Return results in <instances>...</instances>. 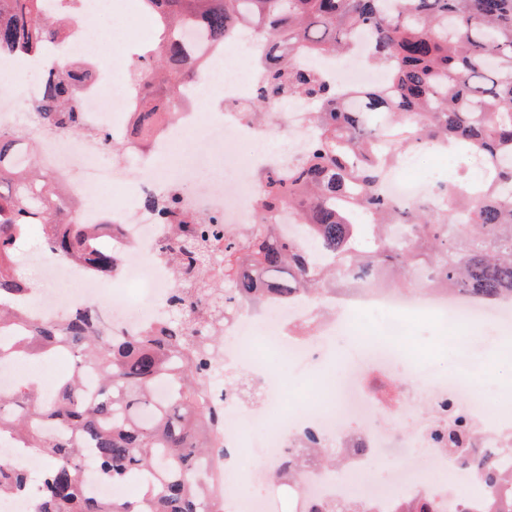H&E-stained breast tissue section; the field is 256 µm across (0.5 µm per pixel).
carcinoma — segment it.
<instances>
[{"label":"carcinoma","mask_w":512,"mask_h":512,"mask_svg":"<svg viewBox=\"0 0 512 512\" xmlns=\"http://www.w3.org/2000/svg\"><path fill=\"white\" fill-rule=\"evenodd\" d=\"M54 0H0V50L34 51L59 40ZM156 23L155 40L130 71L139 86L136 129L154 119L155 106L172 103L197 75L177 31L195 27L225 42L243 28L269 42L260 99L245 112L257 120L264 104L306 97L317 106L312 138L296 162L256 172L262 193L255 221L224 235L222 277L211 273L217 218L201 233L180 236L166 249L188 284L170 304L177 315L139 336H115L98 308L86 307L46 323L10 305L33 285L16 275L15 251L38 224L42 244L76 262L115 272L119 258L101 247L89 256L90 224L67 223L72 204L49 176L29 168L20 136L0 131V362L67 351L72 373L50 395L28 381L0 392V435L38 451V475L0 460V496L40 484L32 512H224L222 483L214 478L224 449V411L212 395L210 360L222 349L224 320L259 308L268 296L288 306L318 296L336 280L372 279L394 272L400 285L426 282L494 302L512 298V0H140ZM368 39L367 58L387 66L384 85L362 92L364 109L348 107L316 62L346 55L352 37ZM304 54L314 62L295 67ZM89 73L56 71L36 104L39 126L82 129L79 83ZM393 127L395 143H438L458 161L452 181L435 183V198L402 206L380 189L390 150L377 131ZM483 181L467 182L471 168ZM173 217L181 196L172 191L143 199ZM294 213L296 234L284 236L273 215ZM96 378L92 396L83 378ZM165 384L166 398L154 394ZM441 449L466 443L461 423L438 438ZM335 466L314 434H307L277 478L293 483L311 463ZM475 479L495 488L501 474L493 455L461 457ZM92 467L120 490L141 481L131 502L86 493ZM357 500L310 502L306 512H361Z\"/></svg>","instance_id":"obj_1"}]
</instances>
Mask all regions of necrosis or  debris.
I'll return each instance as SVG.
<instances>
[{"mask_svg":"<svg viewBox=\"0 0 512 512\" xmlns=\"http://www.w3.org/2000/svg\"><path fill=\"white\" fill-rule=\"evenodd\" d=\"M181 37L198 61L199 87L187 89L173 109L163 112L150 132L153 151L141 157L137 177L130 184L124 180L121 165L104 167L96 162L104 148L102 134H131L136 87L126 78L124 57L115 55L111 68L99 66L94 60V41L80 29L61 48L45 45L28 54L0 52V131L33 125L28 105L39 98L42 86L26 82L30 68L40 67L43 79L51 78L64 62L89 71L90 78L78 94L87 134L65 128L40 134L41 157L44 168L76 200V223L108 225V232L93 239L90 251L106 246L120 259L118 272L111 274L87 263L67 261L48 249L40 251L35 259L39 286L30 296L32 310L40 320L54 321L81 307L104 306V297L113 293L120 296V303L105 308L114 335L136 336L155 327L175 287L165 250L173 226L162 215L142 209L141 197L178 189L189 210L217 216L224 229L240 232L252 222L260 194L259 188L242 181L241 172L280 161L277 145L296 153L312 135L313 105L305 98L288 105V124L284 127L242 118V106L259 98V62L266 54L261 34L253 30L239 33L224 46L189 30ZM320 66L350 105L357 102L360 89L373 83V71L359 45L344 57L322 59ZM197 128L205 136L206 153L182 161L175 177L162 175L153 165L154 155L170 153L183 131ZM249 138L273 143L274 148L250 157L239 155L237 141ZM438 149L435 143L421 144L409 152L396 153L394 165L386 167L381 181L383 195L399 204L426 195L427 185L406 181L400 172L414 157ZM348 299L359 307L373 305L400 313L416 310L442 320L450 318L464 327L491 319L512 334V302L508 300L490 309L461 292L412 298L370 286L352 288ZM303 317L301 308L284 306L271 297L260 311L241 310L224 322L226 343L218 363L225 378L234 377L247 362L261 387V398L255 403L229 394L224 397L226 423L221 445L229 463L226 479H234V464L244 449L256 448L267 467L256 472L252 480L268 483L288 449L312 431L322 447L337 453L342 471L360 475L363 491L358 497L365 512H398L403 496L432 500L438 512H486L487 488L456 458L432 443L437 424L451 409L472 430L469 454L487 451L497 456L503 476L500 490L504 495L512 494V437L501 433L502 426L512 420V408L501 405L496 418H484L478 397L460 382L443 379L421 390L429 417L406 422L402 412L387 409L382 393L383 387L402 376L403 357L377 342L361 348L343 375L330 383L329 398H315L314 411L285 418L280 429H265L266 416L278 401V384L268 377L266 362L256 356V349L273 354L288 373L310 372L322 354L330 351L328 338L337 332L336 324L330 323L317 337L295 334L293 326ZM399 434L408 441L401 451L403 463L389 484H380L367 456L355 454L354 449L360 444L390 448ZM296 491L303 502H336L353 496L346 481L314 465L302 472Z\"/></svg>","mask_w":512,"mask_h":512,"instance_id":"necrosis-or-debris-1","label":"necrosis or debris"}]
</instances>
